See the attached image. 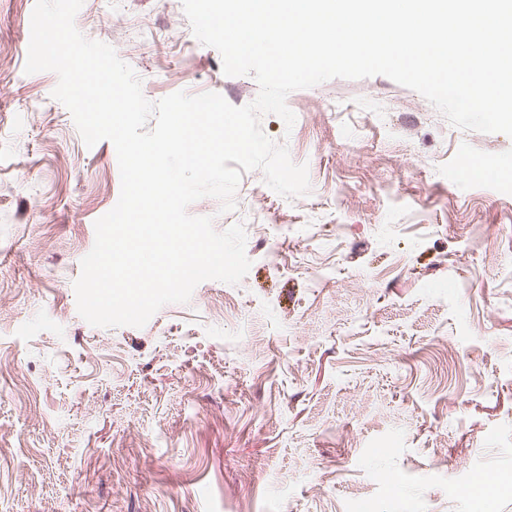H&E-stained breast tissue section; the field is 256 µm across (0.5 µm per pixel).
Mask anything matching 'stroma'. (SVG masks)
Segmentation results:
<instances>
[{
  "instance_id": "35a3bbf8",
  "label": "stroma",
  "mask_w": 512,
  "mask_h": 512,
  "mask_svg": "<svg viewBox=\"0 0 512 512\" xmlns=\"http://www.w3.org/2000/svg\"><path fill=\"white\" fill-rule=\"evenodd\" d=\"M34 5L0 0V512H512V138L384 76L294 91V126L261 127L309 194L252 170L233 210L188 208L244 225L245 278L95 327L73 284L117 154L25 73ZM75 25L149 101L259 92L182 0H84Z\"/></svg>"
}]
</instances>
